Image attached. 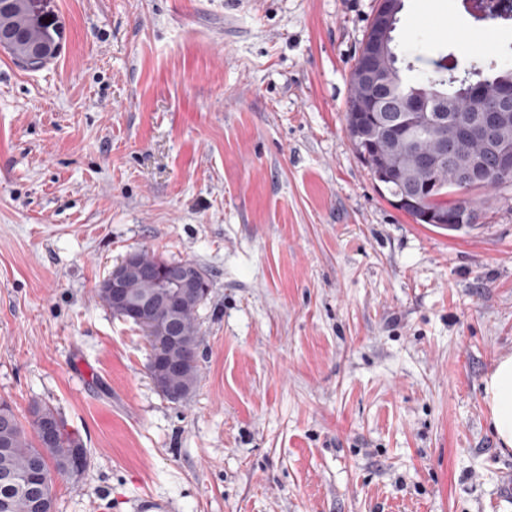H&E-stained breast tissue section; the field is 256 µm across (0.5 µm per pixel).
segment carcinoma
<instances>
[{
    "label": "carcinoma",
    "instance_id": "1",
    "mask_svg": "<svg viewBox=\"0 0 512 512\" xmlns=\"http://www.w3.org/2000/svg\"><path fill=\"white\" fill-rule=\"evenodd\" d=\"M35 0H13L9 7L0 12V33L9 38L5 48L15 62H20L31 52L36 42H48L59 47V36L50 25L45 24L34 30L30 18L35 11ZM394 93L404 94L415 91L428 97L447 101L448 112L437 113V125L416 128L409 139L403 141L400 158L387 160L388 180L384 186L392 200L404 195L407 183H412L417 206L406 211L418 223H425L424 216L430 212L465 211L467 226L472 227L478 219V206L469 194L482 189L502 186L496 177L493 161H487L488 173L483 178L465 184L458 179V166L471 154L481 151V143L468 138L461 131L452 128L455 119L473 109L475 103L470 92L478 85L488 87H512V43L499 47L494 53L475 55L465 52L461 55L450 50L438 52V58L427 60V66L417 63L423 58L410 56L399 50V44L391 41ZM371 112H346L347 130L356 152L363 159L371 173H376L380 148L385 134L374 127ZM448 136L446 158L435 162L432 169L414 167L410 158L416 153H427L436 158L443 136ZM141 261L149 276L135 282L130 289L133 302L138 303L156 295V275L171 264L163 255L139 250ZM210 292V282L202 278L199 296L184 303L179 326L182 331L180 344L171 349L169 358L180 370L170 375L168 381L153 380L156 389L166 398L179 401L191 394L197 386L199 376L200 326L198 309L204 304ZM145 319L153 331L144 335L149 350L166 328L167 316L160 308L145 312ZM50 418L59 422V432L51 440L41 431V420ZM82 442L80 436L66 429L58 411L48 405L37 403L30 410V419L22 423L12 406L0 401V512H35L34 502L42 498L44 507L54 509V486L36 485L28 480L35 467L52 469L63 476L72 464V449Z\"/></svg>",
    "mask_w": 512,
    "mask_h": 512
}]
</instances>
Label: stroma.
Returning <instances> with one entry per match:
<instances>
[{"mask_svg": "<svg viewBox=\"0 0 512 512\" xmlns=\"http://www.w3.org/2000/svg\"><path fill=\"white\" fill-rule=\"evenodd\" d=\"M42 3L57 57L0 50V399L83 439L55 512H512V186L460 232L390 204L345 121L377 0ZM419 31L512 42L464 0H404ZM140 248L210 282L181 401L97 295ZM484 400L502 449H512V356H502L484 380Z\"/></svg>", "mask_w": 512, "mask_h": 512, "instance_id": "obj_1", "label": "stroma"}]
</instances>
